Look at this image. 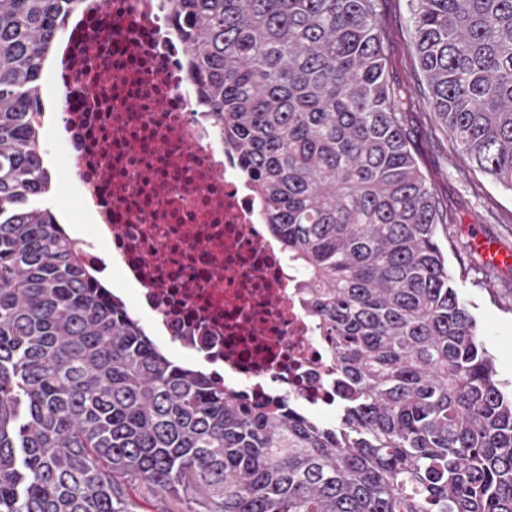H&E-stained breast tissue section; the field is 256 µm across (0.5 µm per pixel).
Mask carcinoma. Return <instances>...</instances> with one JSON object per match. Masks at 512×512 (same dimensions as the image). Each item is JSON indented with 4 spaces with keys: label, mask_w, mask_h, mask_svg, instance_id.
Segmentation results:
<instances>
[{
    "label": "carcinoma",
    "mask_w": 512,
    "mask_h": 512,
    "mask_svg": "<svg viewBox=\"0 0 512 512\" xmlns=\"http://www.w3.org/2000/svg\"><path fill=\"white\" fill-rule=\"evenodd\" d=\"M79 0H0V512H512V394L454 287L376 0H170L330 343L336 422L177 364L81 263L39 79ZM429 118L512 190V0H410ZM127 493L136 503V512H185L186 506L166 494L145 496L134 485L127 486Z\"/></svg>",
    "instance_id": "carcinoma-1"
}]
</instances>
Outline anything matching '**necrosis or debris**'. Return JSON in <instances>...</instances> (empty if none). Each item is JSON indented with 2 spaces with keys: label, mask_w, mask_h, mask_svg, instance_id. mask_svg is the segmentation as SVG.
<instances>
[{
  "label": "necrosis or debris",
  "mask_w": 512,
  "mask_h": 512,
  "mask_svg": "<svg viewBox=\"0 0 512 512\" xmlns=\"http://www.w3.org/2000/svg\"><path fill=\"white\" fill-rule=\"evenodd\" d=\"M63 137L113 262L167 335L225 384L329 401L303 270L269 239L241 166L183 68L168 0H90L67 23Z\"/></svg>",
  "instance_id": "obj_1"
}]
</instances>
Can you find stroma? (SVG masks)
<instances>
[{
    "mask_svg": "<svg viewBox=\"0 0 512 512\" xmlns=\"http://www.w3.org/2000/svg\"><path fill=\"white\" fill-rule=\"evenodd\" d=\"M378 18L385 32L387 80L412 99L405 128L417 164L448 212L444 247L456 289L476 319L480 342L494 358L497 379L512 388V266L488 267L468 245L477 226L512 251V191L469 168L444 132L429 121L428 90L414 58L409 0H378ZM43 147L56 161L55 197L72 200L76 178L69 148L52 134L45 135Z\"/></svg>",
    "mask_w": 512,
    "mask_h": 512,
    "instance_id": "35a3bbf8",
    "label": "stroma"
}]
</instances>
